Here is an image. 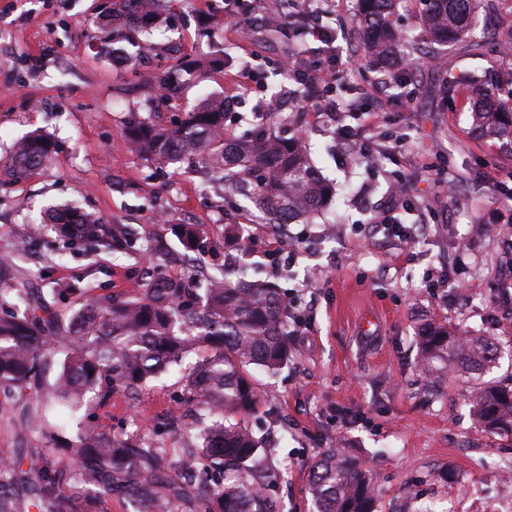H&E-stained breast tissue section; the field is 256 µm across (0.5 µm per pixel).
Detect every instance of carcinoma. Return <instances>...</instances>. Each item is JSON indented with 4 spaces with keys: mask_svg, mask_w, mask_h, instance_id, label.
<instances>
[{
    "mask_svg": "<svg viewBox=\"0 0 512 512\" xmlns=\"http://www.w3.org/2000/svg\"><path fill=\"white\" fill-rule=\"evenodd\" d=\"M144 0H114L97 22L101 32L122 37L120 24L150 31L159 22ZM351 30L358 56L394 87L410 80L423 55L442 60L462 42L471 51L482 9L501 0H422L420 35L393 23L402 0H358ZM469 100V132L512 157V64L493 63L443 86L450 95L459 86ZM224 102L207 100L170 127L143 121L125 134L134 151L155 171L198 161L212 182L230 194L251 200L257 224L288 225L322 214L333 192L313 164L302 140H284L262 131L230 133L224 126ZM51 141L36 131L19 140L3 171L10 177L38 174ZM51 228L71 245L104 242L103 219L89 211L53 210ZM187 251L197 247L194 224H176ZM15 248L0 255V283L17 275ZM197 293L154 267L125 296L86 298L69 328L61 330L51 300L36 292L0 289V393L28 391L20 419L36 427L52 444L58 431L40 422L48 400L68 409L102 408L112 394L134 391L180 367L182 396L197 421L187 443L175 453L151 435L116 436L87 426L62 449L76 469L64 473L49 463L24 471L19 461H0V485L20 491L0 497V512H83L88 499L112 497L136 512H277L268 490L283 476L265 465L267 448L246 426L261 401L253 371L274 375L291 360L288 297L261 280L214 276ZM416 364L438 389L448 372L475 375L500 357L499 345L483 336L452 333L431 321L416 338ZM195 354L198 359L184 361ZM59 365L55 381L46 371ZM469 405L476 424L493 434L512 435V389L494 383L473 386ZM308 494L314 512H375L376 490L369 474L339 448L324 451L310 466Z\"/></svg>",
    "mask_w": 512,
    "mask_h": 512,
    "instance_id": "1",
    "label": "carcinoma"
}]
</instances>
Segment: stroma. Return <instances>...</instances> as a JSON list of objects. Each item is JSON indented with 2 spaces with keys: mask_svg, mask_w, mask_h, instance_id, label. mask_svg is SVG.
I'll list each match as a JSON object with an SVG mask.
<instances>
[{
  "mask_svg": "<svg viewBox=\"0 0 512 512\" xmlns=\"http://www.w3.org/2000/svg\"><path fill=\"white\" fill-rule=\"evenodd\" d=\"M106 9L104 0H0V161L37 128L55 143L38 175L18 182L0 172V253L51 204L104 216L117 243L78 252L46 233L21 259L15 287L75 285L60 304L69 312L87 296L126 293L152 252L166 256V273L195 288L239 257L294 306L295 359L275 376L259 375L262 402L246 419L285 469L276 490L281 512H310L309 465L339 443L372 474L376 512H497L512 502V484L500 479L512 436L476 427L466 403L471 379L450 376L433 394L414 368L415 334L431 320L512 344V277L502 274L512 270V162L469 136L464 94L446 101L439 93L449 74L497 58L512 8L501 5L487 22L482 54L459 45L445 68L417 71L408 106L345 47L336 99L381 97L378 111L345 122L354 130L346 151L336 142L345 123L297 98L274 70L300 42L311 64L328 63L309 35L264 27L266 14L294 13V0H172L151 32L113 45L94 24ZM146 40L157 52L138 55ZM215 57L223 67L210 66ZM276 94L300 113L305 144L336 198L325 217L289 225L284 237L247 225L238 251L224 235L234 200L186 164L151 177L124 128L134 120L166 125L222 97L231 102L229 129H261L255 113ZM400 139L404 151L389 155ZM439 171L454 182L453 194L436 190ZM176 224L200 229L189 256L180 254ZM492 224L501 236L488 234ZM180 394L173 371L138 394H114L110 408L81 411L79 420L132 434L164 421ZM18 411L0 398V460L46 445L37 429H20Z\"/></svg>",
  "mask_w": 512,
  "mask_h": 512,
  "instance_id": "stroma-1",
  "label": "stroma"
}]
</instances>
